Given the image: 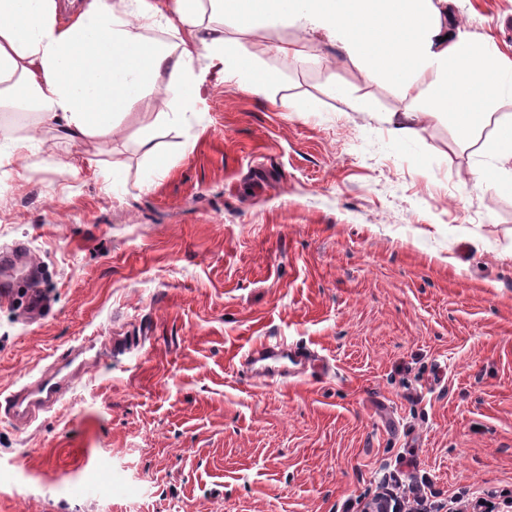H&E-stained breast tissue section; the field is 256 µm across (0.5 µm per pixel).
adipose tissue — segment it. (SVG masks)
<instances>
[{"instance_id": "adipose-tissue-1", "label": "adipose tissue", "mask_w": 512, "mask_h": 512, "mask_svg": "<svg viewBox=\"0 0 512 512\" xmlns=\"http://www.w3.org/2000/svg\"><path fill=\"white\" fill-rule=\"evenodd\" d=\"M258 26L322 34L366 80L387 78L421 101L420 111L388 113L398 141L447 112L458 139L470 142L491 119L486 104L512 96V61L478 50L449 17L448 0H0V88L33 104L58 137L107 144L121 119L154 95L163 105L158 127L184 121L213 68L269 94L277 74L238 41ZM156 28L171 42L150 38ZM491 151L478 177L512 190V120L498 124Z\"/></svg>"}]
</instances>
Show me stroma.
<instances>
[{
    "label": "stroma",
    "instance_id": "1",
    "mask_svg": "<svg viewBox=\"0 0 512 512\" xmlns=\"http://www.w3.org/2000/svg\"><path fill=\"white\" fill-rule=\"evenodd\" d=\"M478 44L512 58V0H450ZM255 28L271 97L208 76L182 126L140 140L148 99L111 143L70 145L0 100L31 145L0 165V246L40 267L44 318L0 305V392L92 343L112 359L29 427L0 419V512H362L384 483L512 491V193L441 115L410 139L386 79L325 40L284 61ZM316 102L313 112L293 102ZM84 171L72 176L69 162ZM326 371L243 373L260 340Z\"/></svg>",
    "mask_w": 512,
    "mask_h": 512
}]
</instances>
